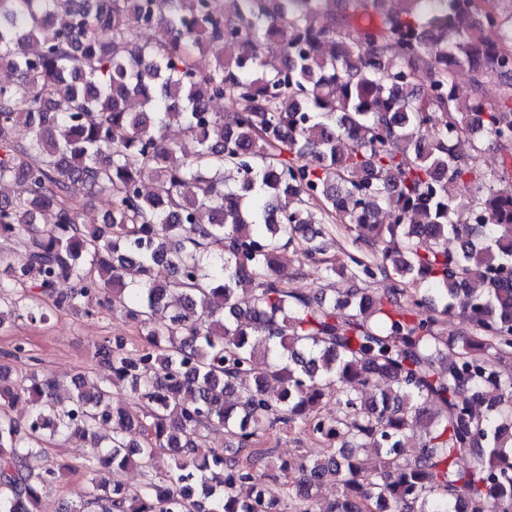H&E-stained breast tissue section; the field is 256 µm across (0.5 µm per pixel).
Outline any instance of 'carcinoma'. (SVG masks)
I'll list each match as a JSON object with an SVG mask.
<instances>
[{
	"instance_id": "obj_1",
	"label": "carcinoma",
	"mask_w": 512,
	"mask_h": 512,
	"mask_svg": "<svg viewBox=\"0 0 512 512\" xmlns=\"http://www.w3.org/2000/svg\"><path fill=\"white\" fill-rule=\"evenodd\" d=\"M390 2L0 0V185L22 186L0 195L20 245L0 252V331L108 307L143 339L104 337L108 374L72 380L62 407L58 380L11 371L23 344L0 357V512H39L60 478L46 447L72 436L91 452L68 512H284L266 480L293 471L299 512H512V285L488 277L512 276V190L480 165L491 142L512 169V14ZM356 17L377 24L353 39ZM144 23L164 42L139 44ZM75 185L106 202L100 223L79 222ZM461 189L482 222L460 225ZM338 222L366 246L349 267L324 258ZM293 244L340 287L289 288ZM377 272L388 287L360 286ZM456 311L470 331L450 341ZM121 388L138 413L109 410ZM276 425L327 454L274 456ZM162 453L170 468L128 494L117 474Z\"/></svg>"
}]
</instances>
